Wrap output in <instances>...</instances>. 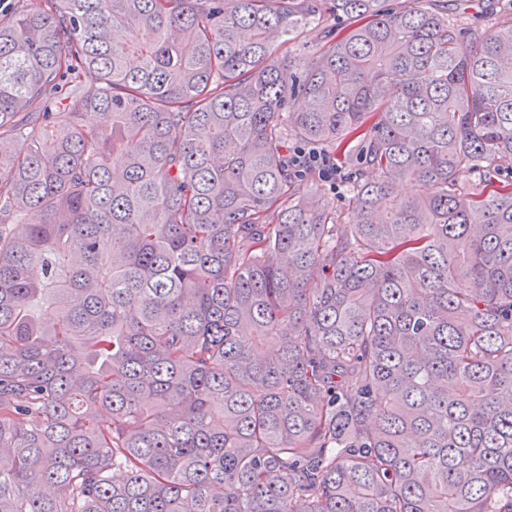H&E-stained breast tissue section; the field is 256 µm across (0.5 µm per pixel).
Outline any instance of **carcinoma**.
Returning <instances> with one entry per match:
<instances>
[{"label": "carcinoma", "mask_w": 512, "mask_h": 512, "mask_svg": "<svg viewBox=\"0 0 512 512\" xmlns=\"http://www.w3.org/2000/svg\"><path fill=\"white\" fill-rule=\"evenodd\" d=\"M448 2L0 15V512H512V13ZM316 39L315 33H303L296 40L283 44L276 56L287 63L290 61L295 69L302 71L310 65L315 56Z\"/></svg>", "instance_id": "obj_1"}]
</instances>
